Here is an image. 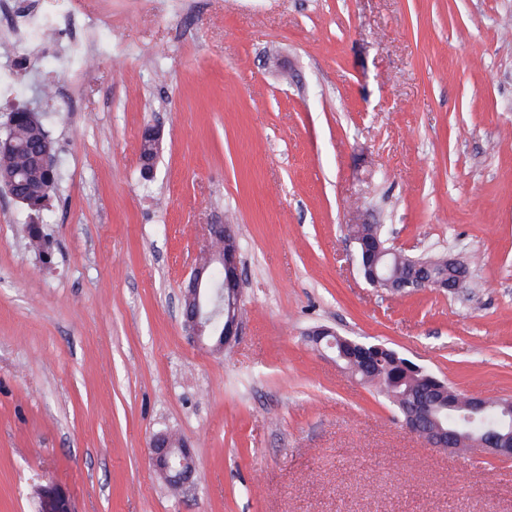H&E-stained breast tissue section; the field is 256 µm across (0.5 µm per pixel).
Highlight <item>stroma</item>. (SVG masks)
<instances>
[{
    "instance_id": "35a3bbf8",
    "label": "stroma",
    "mask_w": 512,
    "mask_h": 512,
    "mask_svg": "<svg viewBox=\"0 0 512 512\" xmlns=\"http://www.w3.org/2000/svg\"><path fill=\"white\" fill-rule=\"evenodd\" d=\"M69 7L80 29L44 37L0 14V130L36 109L59 172L43 255L0 185V512H512V458L429 447L308 339L512 398V0ZM225 222L242 326L213 352L180 305ZM364 223L464 261L467 287H372ZM161 431L197 461L189 490L152 467ZM161 131L156 127H148L142 131L140 137V160L145 174L153 172L155 159L161 149ZM143 147V149H142Z\"/></svg>"
}]
</instances>
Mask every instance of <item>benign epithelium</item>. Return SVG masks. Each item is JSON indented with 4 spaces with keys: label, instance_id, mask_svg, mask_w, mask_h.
<instances>
[{
    "label": "benign epithelium",
    "instance_id": "benign-epithelium-1",
    "mask_svg": "<svg viewBox=\"0 0 512 512\" xmlns=\"http://www.w3.org/2000/svg\"><path fill=\"white\" fill-rule=\"evenodd\" d=\"M19 123L38 124L36 110L23 108L17 114H9L7 129ZM161 131L148 127L140 137V160L144 173L153 172L155 159L161 149ZM32 162L47 174L55 168L53 146L41 139L29 149ZM15 146L11 136L0 137V170L7 172L6 186L11 196L31 208L43 205L46 196L41 188L12 174L15 162ZM358 268L365 281L375 288L391 293H403L420 288L455 290L453 282L445 281L437 274L434 261L423 257H404L407 275L402 279L388 278L382 274V267L370 264L366 258L378 254L383 258L389 253H397L390 247L382 249L378 240L357 238ZM203 260L191 270L183 291L184 325L194 340L214 351L222 352L238 336L241 312V270L240 252L236 235L230 224L206 225V241L202 249ZM311 342L318 348L334 350L338 334L330 328L318 327L309 333ZM350 353L336 354V360H351L367 370L386 347L380 344L355 342L349 344ZM435 402L424 397L405 411V429L421 438L432 448H439L456 454L462 446L474 453H484L502 458H512V442L501 434L502 427L486 430L476 439H468L439 425L433 416ZM151 458L160 477L168 484L187 489L193 484L196 462L187 445L174 436L162 433L151 443Z\"/></svg>",
    "mask_w": 512,
    "mask_h": 512
}]
</instances>
